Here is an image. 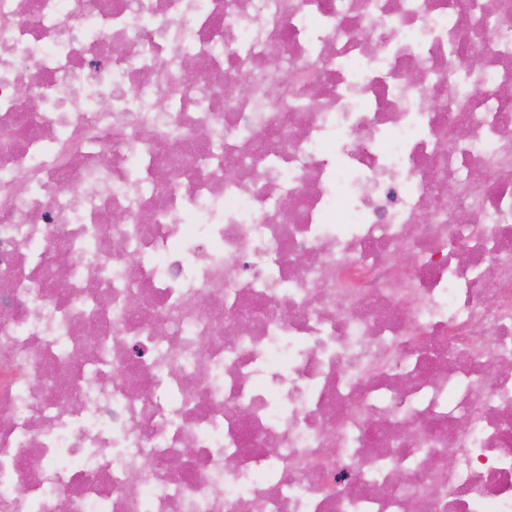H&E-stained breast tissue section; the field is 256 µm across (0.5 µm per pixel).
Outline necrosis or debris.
<instances>
[{
  "label": "necrosis or debris",
  "mask_w": 512,
  "mask_h": 512,
  "mask_svg": "<svg viewBox=\"0 0 512 512\" xmlns=\"http://www.w3.org/2000/svg\"><path fill=\"white\" fill-rule=\"evenodd\" d=\"M62 501L512 512V0H0V512Z\"/></svg>",
  "instance_id": "1"
}]
</instances>
